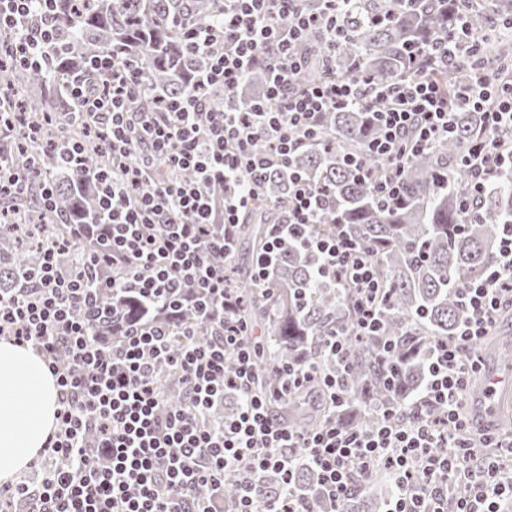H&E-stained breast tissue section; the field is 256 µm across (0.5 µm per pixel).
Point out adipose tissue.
I'll use <instances>...</instances> for the list:
<instances>
[{
	"mask_svg": "<svg viewBox=\"0 0 512 512\" xmlns=\"http://www.w3.org/2000/svg\"><path fill=\"white\" fill-rule=\"evenodd\" d=\"M0 485L14 482L35 461L57 425L56 379L33 348L0 341Z\"/></svg>",
	"mask_w": 512,
	"mask_h": 512,
	"instance_id": "obj_1",
	"label": "adipose tissue"
}]
</instances>
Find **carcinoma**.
<instances>
[{"label": "carcinoma", "instance_id": "carcinoma-1", "mask_svg": "<svg viewBox=\"0 0 512 512\" xmlns=\"http://www.w3.org/2000/svg\"><path fill=\"white\" fill-rule=\"evenodd\" d=\"M56 51L49 68L25 69L10 62L0 64V88H37L42 96L29 101V123L46 124L49 116L63 125L62 133L46 129L49 141L27 142L25 128L9 124L6 158L16 171H35L28 190L13 196L12 208L27 219V234L0 233V290L9 296L35 272L48 239L71 243L61 255L62 267L73 271L77 257L101 250L97 236L80 230L82 224H102L106 214L94 175L112 169V150L95 136H86L79 123H61L60 114L71 111L60 77L86 70L97 55H111L119 62L138 67L149 94L129 102V111L147 112L169 97H182L208 66V56L193 50L185 31L192 23L209 21L219 12L216 0H54ZM463 8L460 0H346L343 17L350 37L331 52L328 40L312 33L301 43L307 65L296 76L300 84L325 79L364 75L378 85H391L425 69L445 92L470 80L481 59L512 58V38L486 36L490 15L512 23V0H492L488 9ZM466 31L484 37L481 53L455 66L439 58L421 60L411 51L434 43L454 32ZM268 74L259 65L249 71L233 90L209 89L213 104L235 97L244 104L261 99ZM382 107L350 104L322 114V131L330 139L304 149L293 166L313 190L327 199V208L313 231L320 237L340 226L370 252L384 286L380 303L382 333L354 339L349 347V374L339 372L321 344L330 330L350 325L355 319L354 293L332 276L316 279L321 267L316 249L296 238H286L274 256L269 280L234 282L243 299L242 319L261 329L262 336H248L258 379L254 390L269 400L273 412L288 426L306 430L321 425L336 414L330 400L321 412L310 407L315 383L288 398L274 396L280 388V369L293 362L311 360L336 373L347 400L343 421L352 428H375L380 408H405L420 400L427 376L426 356L437 339L455 335L464 318L462 293L485 277L496 256L502 225H512V171L503 172L481 195L475 216L464 219L459 203L469 193L470 176L463 164L467 148L482 135V114L457 112L454 132L432 148L414 157L401 174L399 197L384 202L375 181L361 177L345 158L359 157L374 174L385 163L369 151L376 130L370 112ZM83 143V165L76 169L60 157L58 137ZM53 189L54 205H41V182ZM288 178L270 175L258 194L256 206L238 225L236 241L248 240L260 254L270 239L271 225L288 210ZM102 314L82 305L76 316L88 322L94 343L122 335L132 324L162 323L169 310L145 303L134 288L114 293L103 289L97 295ZM183 322L195 327L197 336L211 335V324L186 311ZM163 398L170 406L184 402L179 377L163 368L158 373ZM293 486L310 494L319 512H327L321 500L317 477L303 453L293 449ZM237 474L224 473V505L235 507ZM387 488L368 481L338 506V512H381Z\"/></svg>", "mask_w": 512, "mask_h": 512}]
</instances>
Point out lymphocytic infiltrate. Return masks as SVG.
I'll use <instances>...</instances> for the list:
<instances>
[{"label":"lymphocytic infiltrate","mask_w":512,"mask_h":512,"mask_svg":"<svg viewBox=\"0 0 512 512\" xmlns=\"http://www.w3.org/2000/svg\"><path fill=\"white\" fill-rule=\"evenodd\" d=\"M322 3L320 12L310 13L302 0H224L218 18L185 33L193 48L210 54L194 93L167 100L153 112H128V101L143 91L141 76L110 56L89 64L104 79L101 90L88 89L81 75L71 77L73 119L103 137L121 159L104 188L108 262L128 269L145 299L175 311L193 307L214 331L200 343L192 327L178 323L132 327L111 350L99 348L87 324L73 314L75 306L95 302L85 283L96 275V259L83 257L80 270L66 276L56 264L63 242L46 244L32 287L0 296V336L45 357L60 387L58 425L42 450L41 485L1 487L0 503H21L28 512H223L224 474L234 470V512H259V502L260 512H313L291 483L295 448L303 449L334 504L350 493L352 476L377 470L396 486L388 512H446L452 485L468 488L456 512H501L504 496H512V443L502 445L500 462L480 464L475 450L494 436L473 439L464 413V394L479 365L471 349L512 308V228L488 275L464 290L465 318L455 336L430 348L423 402L442 409L439 419L401 421L388 408L371 431L333 420L313 431H295L272 417L253 391L257 370L242 343L250 330L237 317L241 301L227 267L214 266L211 258L220 252L232 259L240 216L270 170L287 172L293 186L288 212L274 227L276 238L299 234L320 253L323 272L356 295V319L325 336L327 354L347 361L351 338L379 329L381 285L373 261L344 231L311 236L323 200L291 169L293 156L318 141L322 112L384 100L373 114L379 135L370 149L386 163L376 189L387 200L398 196L410 158L447 137L454 112L481 113L483 135L464 157L471 181L461 203L467 217L505 165L503 138L512 135V79L496 71L481 70L450 98L424 72L384 87L363 77L295 87L293 77L304 64L300 36L315 30L334 41L342 35L345 0ZM50 12L49 0H0V30L13 32L7 53L17 65H48L54 46ZM262 61L271 70L266 102L243 106L229 99L209 109L202 88L235 86ZM203 111L209 114L204 135L197 120ZM158 159L174 169H194L198 177L153 180L151 166ZM216 175L236 187L224 200L219 234L207 190ZM189 281L197 289L191 299L182 293ZM61 350L67 362L59 361ZM230 352L236 363L229 371L224 362ZM163 366L181 376L185 390L183 404L169 409L157 385ZM230 392L238 396L237 412L228 419L213 416L215 401ZM266 472L278 475L280 488L261 484ZM202 485L211 489L210 497L197 496Z\"/></svg>","instance_id":"f902f5d3"}]
</instances>
